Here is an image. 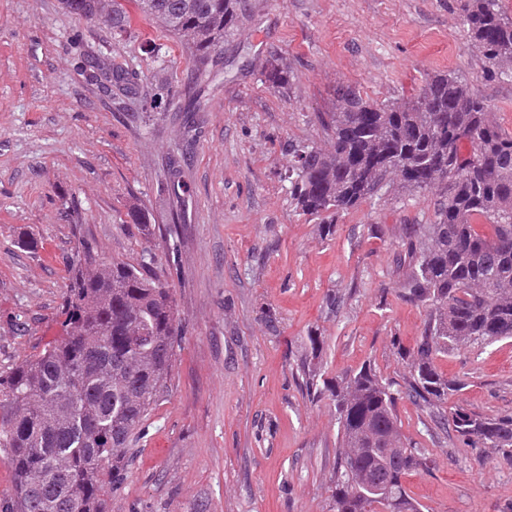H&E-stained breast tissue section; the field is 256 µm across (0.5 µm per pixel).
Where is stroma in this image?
Instances as JSON below:
<instances>
[{
    "label": "stroma",
    "instance_id": "1",
    "mask_svg": "<svg viewBox=\"0 0 512 512\" xmlns=\"http://www.w3.org/2000/svg\"><path fill=\"white\" fill-rule=\"evenodd\" d=\"M245 2L204 110L183 112L204 67L132 2L134 32L118 41L61 0H0V375L60 336L83 242L107 263L153 259L183 331L109 512H330L336 408L309 398L300 366L317 336L324 376L368 361L401 380L397 349L414 345L426 310L399 294V244L433 222L434 199L396 184L324 233L288 196L293 151L329 150L320 118L337 88L407 102L438 73L467 81L512 131V80L486 78L460 0ZM273 62L289 84L266 81ZM113 65L136 74L131 92L113 87ZM164 87L173 102L151 108ZM133 203L151 229L123 222ZM438 365L466 381L449 406L512 413V342ZM397 416L432 453L405 479L421 512H512V463L497 449L465 447L406 398Z\"/></svg>",
    "mask_w": 512,
    "mask_h": 512
}]
</instances>
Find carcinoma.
I'll use <instances>...</instances> for the list:
<instances>
[{"mask_svg":"<svg viewBox=\"0 0 512 512\" xmlns=\"http://www.w3.org/2000/svg\"><path fill=\"white\" fill-rule=\"evenodd\" d=\"M68 12L102 18L112 36L131 33L123 0H71ZM141 15L187 36L209 61L234 25L241 0H136ZM468 37L486 74L512 78V17L498 0H464ZM331 149L296 150L288 174L295 208L332 225L343 213L399 182L419 194L438 189L435 221L412 224L398 255L408 268L401 295L426 309L415 346L400 347L403 383L371 364L316 379L306 389L336 407L340 448L332 512H420L404 478L430 464V453L402 437L401 395L439 428L512 461V414L442 408L464 382L444 376L437 359L460 347L512 339V132L487 100L460 77L430 76L404 104H377L351 88L336 91L322 119ZM128 222L151 226L131 206ZM485 223L481 233L473 221ZM175 299L152 263L98 262L82 244L68 270L63 334L0 376V448L8 450L13 493L0 512H107L108 489L121 484L128 447L168 388L181 341Z\"/></svg>","mask_w":512,"mask_h":512,"instance_id":"obj_1","label":"carcinoma"}]
</instances>
